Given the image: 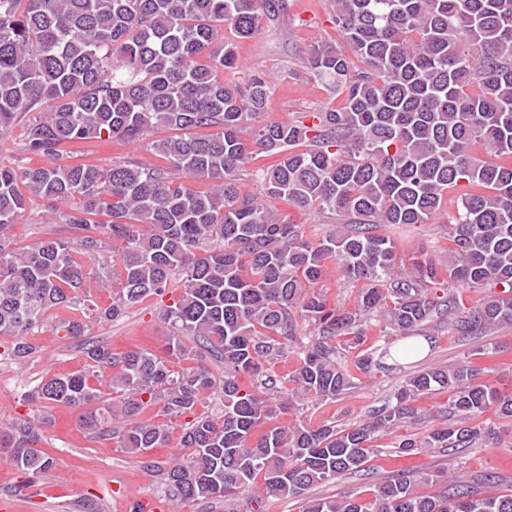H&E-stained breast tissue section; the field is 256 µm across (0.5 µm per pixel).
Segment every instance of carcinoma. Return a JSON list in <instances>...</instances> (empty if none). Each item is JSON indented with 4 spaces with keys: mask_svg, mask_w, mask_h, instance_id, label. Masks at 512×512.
Listing matches in <instances>:
<instances>
[{
    "mask_svg": "<svg viewBox=\"0 0 512 512\" xmlns=\"http://www.w3.org/2000/svg\"><path fill=\"white\" fill-rule=\"evenodd\" d=\"M285 0H0V142L28 117L21 149L40 166L0 161V336L18 364L39 352L31 337L48 312L65 335L86 334L152 297L176 294L161 309L172 327L164 353L118 352L91 344L84 369L54 374L28 395L42 408L81 410L90 439L161 472L172 501L293 498L302 512H512V494L483 495L455 483L422 493L434 475L396 471L369 497L313 498L321 483L363 470L372 442L417 421L416 402L448 393L438 423L408 435L397 453L451 452L499 444L476 422L492 409L512 425V391L479 380L463 362L405 377L359 424L288 426L300 401L331 404L363 378L387 369L389 348L350 363L338 345L365 342L375 315L411 341L436 319L460 336L512 325V0H334L341 38L311 47L314 77L337 102L303 120L259 124L270 78L224 83L242 64L221 30L253 36L285 11ZM162 130L170 135L157 137ZM109 139L147 145L162 163H59L73 143ZM251 174L260 194H240ZM448 213V248L439 259L401 252L385 226L427 224ZM335 214L337 231L310 239L266 205ZM64 205L55 220L68 235L18 247L9 231L28 205ZM359 286L355 307L329 303L316 285L328 263ZM118 286L103 307L90 289ZM502 291L460 308L455 289ZM315 326L297 343L298 320ZM297 368L270 372L288 356ZM209 359L214 369L201 364ZM188 366H183L182 362ZM115 393L107 397L99 383ZM212 396L217 414L198 411ZM158 408L157 422L146 416ZM180 429L186 458H149ZM42 431L27 418L0 429V454L26 476L48 472Z\"/></svg>",
    "mask_w": 512,
    "mask_h": 512,
    "instance_id": "cac0c4a2",
    "label": "carcinoma"
}]
</instances>
